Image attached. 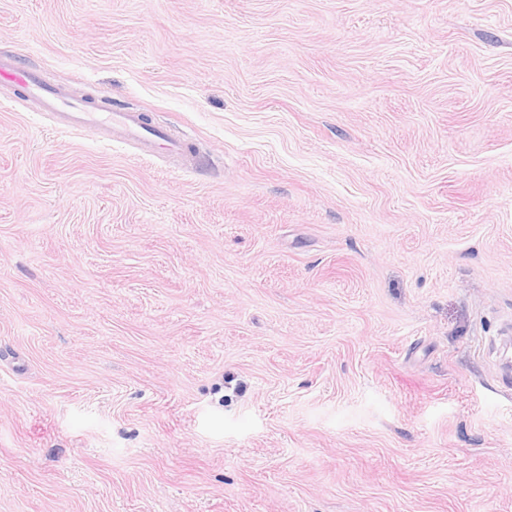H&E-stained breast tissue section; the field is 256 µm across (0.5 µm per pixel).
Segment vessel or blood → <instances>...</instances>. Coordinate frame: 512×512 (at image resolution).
Segmentation results:
<instances>
[{
    "label": "vessel or blood",
    "instance_id": "vessel-or-blood-1",
    "mask_svg": "<svg viewBox=\"0 0 512 512\" xmlns=\"http://www.w3.org/2000/svg\"><path fill=\"white\" fill-rule=\"evenodd\" d=\"M0 82L13 85L24 97L37 100L43 109L56 113L62 125L69 128H96L110 135L113 142H135L151 153L165 149L192 157V146L184 139L168 137L163 131H148L141 113L119 105L100 107L88 99H75L62 86L44 80L33 68L21 61L0 56Z\"/></svg>",
    "mask_w": 512,
    "mask_h": 512
}]
</instances>
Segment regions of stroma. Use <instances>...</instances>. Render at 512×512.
<instances>
[{
  "label": "stroma",
  "mask_w": 512,
  "mask_h": 512,
  "mask_svg": "<svg viewBox=\"0 0 512 512\" xmlns=\"http://www.w3.org/2000/svg\"><path fill=\"white\" fill-rule=\"evenodd\" d=\"M0 512H512V0H0ZM0 82L9 83L24 97L39 101L46 112H55L66 127L96 128L109 134L112 142H136L148 153L165 149L193 159L192 145L186 139L170 138L161 130L148 131L141 112L113 104L97 106L93 94L92 101L73 99L62 86L47 82L35 69L15 58L0 56Z\"/></svg>",
  "instance_id": "obj_1"
}]
</instances>
